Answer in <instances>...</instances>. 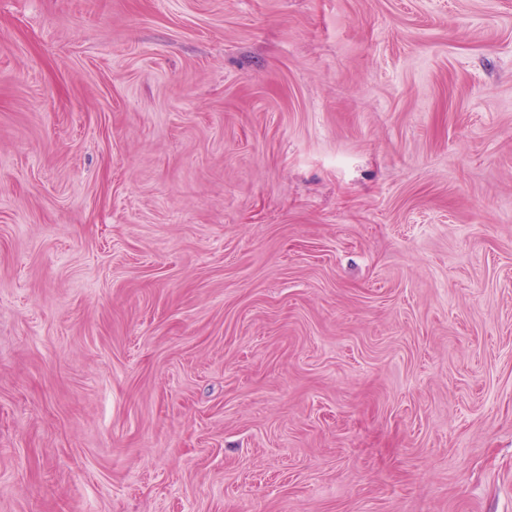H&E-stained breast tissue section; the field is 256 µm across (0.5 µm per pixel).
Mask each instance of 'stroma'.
Listing matches in <instances>:
<instances>
[{
  "instance_id": "1",
  "label": "stroma",
  "mask_w": 512,
  "mask_h": 512,
  "mask_svg": "<svg viewBox=\"0 0 512 512\" xmlns=\"http://www.w3.org/2000/svg\"><path fill=\"white\" fill-rule=\"evenodd\" d=\"M0 512H512V0H0Z\"/></svg>"
}]
</instances>
